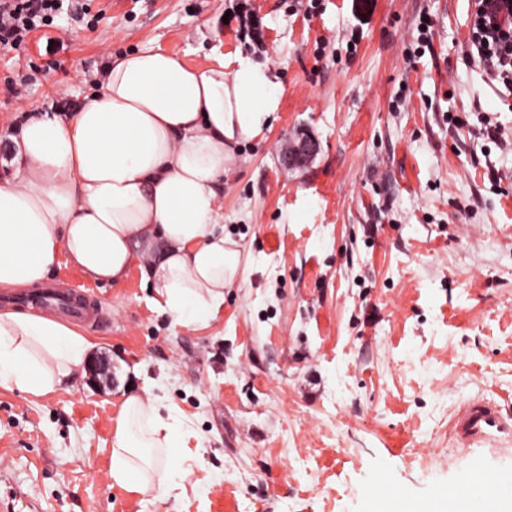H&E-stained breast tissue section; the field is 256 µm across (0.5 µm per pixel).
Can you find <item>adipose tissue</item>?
<instances>
[{"label": "adipose tissue", "instance_id": "ef3b65f1", "mask_svg": "<svg viewBox=\"0 0 512 512\" xmlns=\"http://www.w3.org/2000/svg\"><path fill=\"white\" fill-rule=\"evenodd\" d=\"M267 66L236 57L190 66L161 50L110 58L94 92L67 116L29 117L0 184V288L43 284L58 262L113 283L140 265L173 323L206 327L241 273L224 233L232 147L278 107ZM91 344L53 314L0 312V387L43 394L76 387ZM185 435L150 391L126 396L112 436V478L162 496L157 469H177Z\"/></svg>", "mask_w": 512, "mask_h": 512}]
</instances>
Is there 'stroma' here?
I'll use <instances>...</instances> for the list:
<instances>
[{
	"label": "stroma",
	"instance_id": "35a3bbf8",
	"mask_svg": "<svg viewBox=\"0 0 512 512\" xmlns=\"http://www.w3.org/2000/svg\"><path fill=\"white\" fill-rule=\"evenodd\" d=\"M0 48V182L20 126L67 111L110 56L161 49L268 65L281 87L262 134L233 147L224 232L244 274L205 328L175 324L140 266L102 285L56 265L111 322L81 328L109 382L0 388L8 512H427L474 462L463 404L512 415V91L468 58L473 0H85ZM261 17L260 42L236 13ZM431 21L418 42L420 16ZM500 129L501 138L490 137ZM318 154L284 165L298 132ZM150 390L187 434L164 495L112 480L114 420Z\"/></svg>",
	"mask_w": 512,
	"mask_h": 512
}]
</instances>
